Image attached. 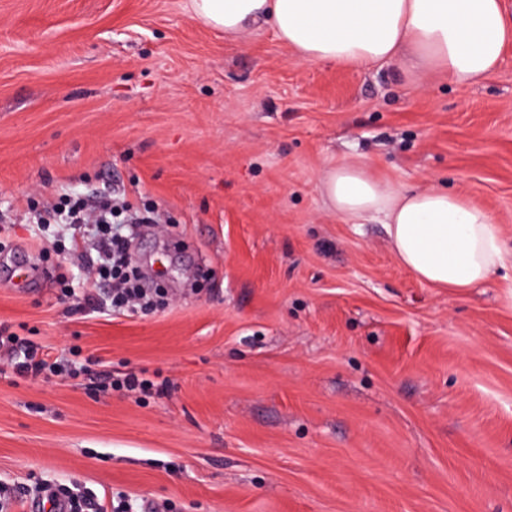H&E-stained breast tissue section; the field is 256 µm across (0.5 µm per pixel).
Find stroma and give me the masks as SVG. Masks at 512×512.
<instances>
[{
  "instance_id": "35a3bbf8",
  "label": "stroma",
  "mask_w": 512,
  "mask_h": 512,
  "mask_svg": "<svg viewBox=\"0 0 512 512\" xmlns=\"http://www.w3.org/2000/svg\"><path fill=\"white\" fill-rule=\"evenodd\" d=\"M488 208L512 250V46L479 85L308 62L191 0H0V487L74 482L172 512H512V270L458 294L336 215L331 163ZM116 189L164 223V309L99 316L64 225L30 208ZM73 293L62 297V284ZM169 379L141 398L92 376ZM6 341L11 343L13 356L11 358V367L21 375H30L37 378L47 370L51 374H70L71 377L89 372L88 367L81 365L76 367L75 362L70 364H61L58 362L50 363L47 359L39 357L38 349L28 339L16 335H8Z\"/></svg>"
}]
</instances>
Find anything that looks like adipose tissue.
<instances>
[{"instance_id": "obj_1", "label": "adipose tissue", "mask_w": 512, "mask_h": 512, "mask_svg": "<svg viewBox=\"0 0 512 512\" xmlns=\"http://www.w3.org/2000/svg\"><path fill=\"white\" fill-rule=\"evenodd\" d=\"M207 26L236 34L270 24L306 61L368 65L402 60L411 73L439 71L459 86L483 81L512 41L501 0H191ZM336 214L380 218L397 260L419 280L464 290L512 266L500 224L458 193L398 189L357 161L325 172Z\"/></svg>"}]
</instances>
